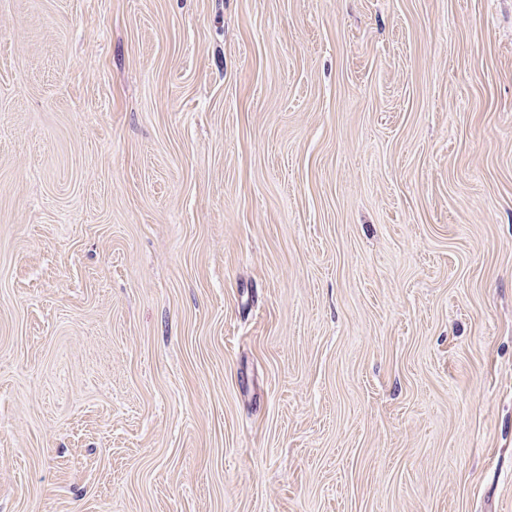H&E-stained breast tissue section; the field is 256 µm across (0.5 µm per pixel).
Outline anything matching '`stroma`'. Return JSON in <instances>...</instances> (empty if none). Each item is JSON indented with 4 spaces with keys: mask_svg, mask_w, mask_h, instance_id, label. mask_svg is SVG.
<instances>
[{
    "mask_svg": "<svg viewBox=\"0 0 512 512\" xmlns=\"http://www.w3.org/2000/svg\"><path fill=\"white\" fill-rule=\"evenodd\" d=\"M0 512H512V0H0Z\"/></svg>",
    "mask_w": 512,
    "mask_h": 512,
    "instance_id": "35a3bbf8",
    "label": "stroma"
}]
</instances>
